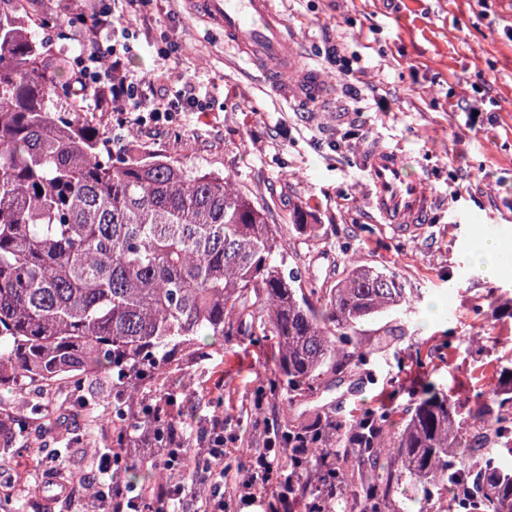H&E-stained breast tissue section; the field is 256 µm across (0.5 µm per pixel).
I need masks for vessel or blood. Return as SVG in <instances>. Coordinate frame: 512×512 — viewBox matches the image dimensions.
I'll use <instances>...</instances> for the list:
<instances>
[{"label":"vessel or blood","instance_id":"b4317fda","mask_svg":"<svg viewBox=\"0 0 512 512\" xmlns=\"http://www.w3.org/2000/svg\"><path fill=\"white\" fill-rule=\"evenodd\" d=\"M211 15L224 25V34L238 50L265 65V78L278 81L271 63H287L289 70L301 71L296 92L307 103L319 102L325 94L320 76L295 47L291 31L274 11L272 0H206ZM365 169L369 181V208L381 223L400 235L422 232L435 197L421 177L412 175L404 152L383 146L371 147Z\"/></svg>","mask_w":512,"mask_h":512}]
</instances>
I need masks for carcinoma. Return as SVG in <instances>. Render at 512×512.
Here are the masks:
<instances>
[{"label": "carcinoma", "instance_id": "obj_1", "mask_svg": "<svg viewBox=\"0 0 512 512\" xmlns=\"http://www.w3.org/2000/svg\"><path fill=\"white\" fill-rule=\"evenodd\" d=\"M77 16L34 20L26 0L0 5V388L72 383L73 404L96 413L85 386L105 374L118 398L150 385L174 354L243 336L273 364L268 393L312 395L328 370L368 365L358 326L407 301L395 274L351 264L330 288L287 270L266 209L231 175L167 153L112 160V137L88 96L44 53L34 32ZM401 425L382 405L352 419H288L276 433L302 497L319 512H402L399 484L418 483L421 512L468 502L512 512V396L466 403L421 378ZM12 445L50 427L48 406L0 417ZM171 419L145 415L161 434ZM336 454V468L321 459Z\"/></svg>", "mask_w": 512, "mask_h": 512}]
</instances>
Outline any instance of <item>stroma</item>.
I'll return each instance as SVG.
<instances>
[{
  "mask_svg": "<svg viewBox=\"0 0 512 512\" xmlns=\"http://www.w3.org/2000/svg\"><path fill=\"white\" fill-rule=\"evenodd\" d=\"M274 8L324 80L319 105L256 80L251 58L226 48L223 24L197 0H151L147 20L131 25L128 70L153 79L160 95L188 79L207 110L138 127L103 113L113 152L134 143L233 175L281 225L299 273L333 284L357 261L397 276L408 304L359 330L387 340L369 364L372 381L344 372L337 387L297 404L295 417L324 407L357 414L424 371L461 397L491 393L512 370V268L485 279L472 254L512 201V0H274ZM344 68L361 71L356 89L342 82ZM381 98L389 111H378ZM377 142L409 155L440 200L420 236L371 221L361 159ZM299 205L315 226L305 235L291 224ZM267 371L266 354L248 341H217L203 356L178 353L154 389L175 391L187 420L223 419L224 455L238 467L277 440L254 411ZM64 399L57 389L48 396L52 430L24 455L0 453L10 482L0 512H98L82 490L49 499L44 476L57 450L71 474L97 468L94 451L65 446L86 432L87 415L64 409Z\"/></svg>",
  "mask_w": 512,
  "mask_h": 512,
  "instance_id": "35a3bbf8",
  "label": "stroma"
}]
</instances>
